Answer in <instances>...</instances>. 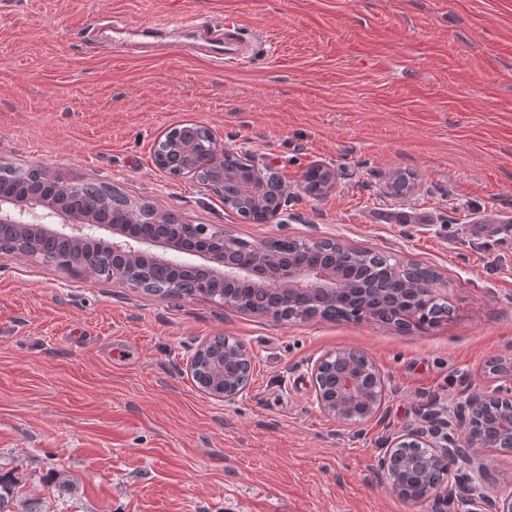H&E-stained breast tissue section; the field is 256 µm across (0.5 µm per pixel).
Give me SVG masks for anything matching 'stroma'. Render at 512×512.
I'll return each instance as SVG.
<instances>
[{"label": "stroma", "instance_id": "obj_1", "mask_svg": "<svg viewBox=\"0 0 512 512\" xmlns=\"http://www.w3.org/2000/svg\"><path fill=\"white\" fill-rule=\"evenodd\" d=\"M239 18L253 56L141 48L97 18ZM278 162L282 224H254L154 162L173 126ZM0 164L114 184L240 241L333 237L437 271L451 314L407 330L170 299L0 254V475L48 512H431L372 468L419 406L512 357V0H0ZM330 172L313 195L303 175ZM406 176L409 188L395 193ZM254 356L229 402L183 366L212 336ZM356 348L389 378L357 425L307 365ZM79 485L59 493L54 476Z\"/></svg>", "mask_w": 512, "mask_h": 512}]
</instances>
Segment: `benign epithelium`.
<instances>
[{
  "label": "benign epithelium",
  "mask_w": 512,
  "mask_h": 512,
  "mask_svg": "<svg viewBox=\"0 0 512 512\" xmlns=\"http://www.w3.org/2000/svg\"><path fill=\"white\" fill-rule=\"evenodd\" d=\"M193 131H184L182 139L171 141L166 152H155L157 168L172 176H190L205 191L222 196L224 185H239L240 200L254 202L270 200L265 223L281 224L288 205V187L281 180L274 163L255 156L251 151H234L238 169L226 170L222 159L228 150L216 139L209 141L214 156L210 168L202 170L196 163L197 149L192 141ZM41 187L25 192L19 198L0 193V228L10 226L23 233L42 235L44 240L65 239L81 247L97 243L112 256L123 257L119 265L95 270L121 283L132 282L128 267L145 260L164 266L173 272L168 285L170 296L181 297L194 293L200 286L216 288L226 282L246 284L259 290H273L280 297H295L312 293L329 298L339 296L350 287L351 278L338 262L336 252L351 247L334 238H311L308 244L323 249L319 258L305 266H296L271 253L272 241L247 245L250 258L237 262L231 257L232 240H224V248H210L215 226L197 224L185 234L178 224L165 225L157 235H145L133 230V224L143 222V213L154 209L144 200L129 198L112 185V204L103 211L79 212L70 208L62 195L44 193V187L58 184V177L46 170L39 171ZM446 287L438 273L416 283V291L425 296L440 297ZM214 352V341L200 343L186 358L185 370L191 378L205 356ZM239 363H224L216 369L224 380V391L210 397L223 402L243 395L249 387L255 358L242 346L237 355ZM486 372L499 381L490 390L468 394L452 408L435 409L424 415L421 424L410 427L390 438L375 459L392 490L406 499L410 496L406 479L410 472L409 458L425 450L431 459L446 466L443 476L429 487L426 500L434 512H512V493L492 496L488 492L489 472L480 455L485 448L512 452V415L493 424L484 417L485 408L504 404L512 409V361L490 358ZM314 403L334 419L345 423H360L375 416L388 396L389 379L375 368L369 359L355 349L327 352L310 366Z\"/></svg>",
  "instance_id": "benign-epithelium-1"
}]
</instances>
